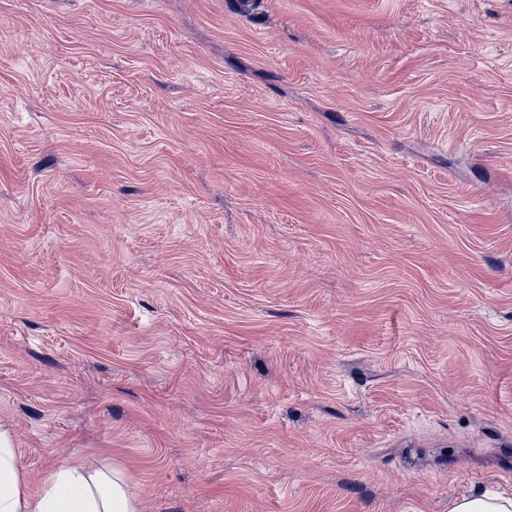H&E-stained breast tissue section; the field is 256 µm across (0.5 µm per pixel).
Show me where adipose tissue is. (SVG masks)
I'll use <instances>...</instances> for the list:
<instances>
[{
  "label": "adipose tissue",
  "mask_w": 512,
  "mask_h": 512,
  "mask_svg": "<svg viewBox=\"0 0 512 512\" xmlns=\"http://www.w3.org/2000/svg\"><path fill=\"white\" fill-rule=\"evenodd\" d=\"M0 512H140L121 469L61 465L39 495H27L9 429L0 425Z\"/></svg>",
  "instance_id": "ef3b65f1"
}]
</instances>
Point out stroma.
Instances as JSON below:
<instances>
[{"label": "stroma", "instance_id": "1", "mask_svg": "<svg viewBox=\"0 0 512 512\" xmlns=\"http://www.w3.org/2000/svg\"><path fill=\"white\" fill-rule=\"evenodd\" d=\"M0 423L141 512L512 495V0H0Z\"/></svg>", "mask_w": 512, "mask_h": 512}]
</instances>
